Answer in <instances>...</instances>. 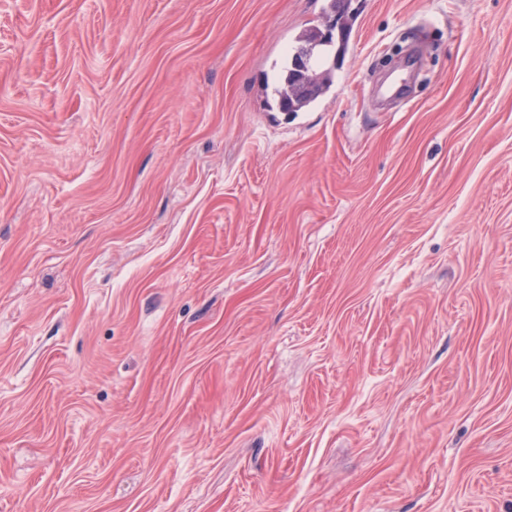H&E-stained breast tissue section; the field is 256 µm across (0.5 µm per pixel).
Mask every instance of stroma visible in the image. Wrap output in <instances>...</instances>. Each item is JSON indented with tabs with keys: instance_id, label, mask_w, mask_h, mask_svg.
Returning a JSON list of instances; mask_svg holds the SVG:
<instances>
[{
	"instance_id": "obj_1",
	"label": "stroma",
	"mask_w": 512,
	"mask_h": 512,
	"mask_svg": "<svg viewBox=\"0 0 512 512\" xmlns=\"http://www.w3.org/2000/svg\"><path fill=\"white\" fill-rule=\"evenodd\" d=\"M0 0V512H512V0ZM323 42L316 36H307L299 45L295 48L293 54L297 60V64L299 65L302 71H305L311 65V61L314 57V54L318 51L319 46H322Z\"/></svg>"
}]
</instances>
